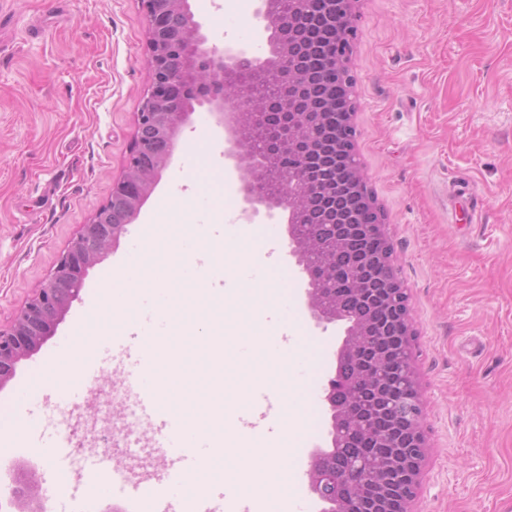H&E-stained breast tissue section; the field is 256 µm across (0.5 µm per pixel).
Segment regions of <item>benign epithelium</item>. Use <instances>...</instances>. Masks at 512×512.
<instances>
[{
  "label": "benign epithelium",
  "instance_id": "1",
  "mask_svg": "<svg viewBox=\"0 0 512 512\" xmlns=\"http://www.w3.org/2000/svg\"><path fill=\"white\" fill-rule=\"evenodd\" d=\"M140 2L151 87L137 112L123 174L112 183V198L123 199L125 211L117 224L100 223L94 212L44 284L8 326H0V388L55 335L88 270L137 218L195 106L205 105L224 130V155L250 171L242 177L243 220L253 224L261 215L274 219L277 209L288 211V255L307 276L306 305L315 326L325 331L330 324H346L336 368L350 366L353 373L344 379L343 394L336 393L334 377L323 389L331 447L308 454L310 491L324 504L323 512H354L365 498L373 501L372 512H411L428 445L409 298L395 275L383 215L374 199L358 195L365 179L347 137L353 113L338 115L342 126L336 128V84L317 81L305 65L316 53L329 71L346 67L356 0H323L322 12L306 26L301 25L304 0H290L287 13L280 0H261L256 17L275 34L273 51L262 61L244 49L205 47L189 0ZM243 63L250 67L246 83L240 80ZM363 211L377 237L365 252L355 246ZM340 255L348 259L341 280L333 266ZM387 336L394 347L385 350L379 342ZM370 351L378 357L401 355V405L407 412L401 431L393 428L379 438L378 446L392 452L373 476L339 459L351 444L350 427L359 422L353 396L362 387L380 394L382 382L361 369ZM0 512H45L35 483L13 474Z\"/></svg>",
  "mask_w": 512,
  "mask_h": 512
}]
</instances>
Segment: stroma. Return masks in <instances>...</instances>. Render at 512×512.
Segmentation results:
<instances>
[{"label":"stroma","mask_w":512,"mask_h":512,"mask_svg":"<svg viewBox=\"0 0 512 512\" xmlns=\"http://www.w3.org/2000/svg\"><path fill=\"white\" fill-rule=\"evenodd\" d=\"M258 0H191L210 45L269 54ZM349 56L355 149L384 213L396 273L411 297L415 363L426 400L429 455L414 512H512V0H357ZM139 0H0V324L48 279L104 205L133 142L150 84ZM226 173L224 205L193 190L195 148ZM224 131L196 107L137 219L89 270L55 336L0 390V404L42 373L50 399L34 426L0 444V469L36 473L47 512H83L88 486L58 482L89 469L83 433L62 421L92 415L121 427L124 393L111 374L58 373L53 353L95 316L106 276L164 222L172 200L191 223H237L240 173ZM288 303L273 310L318 343L288 376L301 400L336 369V327L316 329L305 282L290 265L286 221L275 223Z\"/></svg>","instance_id":"stroma-1"}]
</instances>
